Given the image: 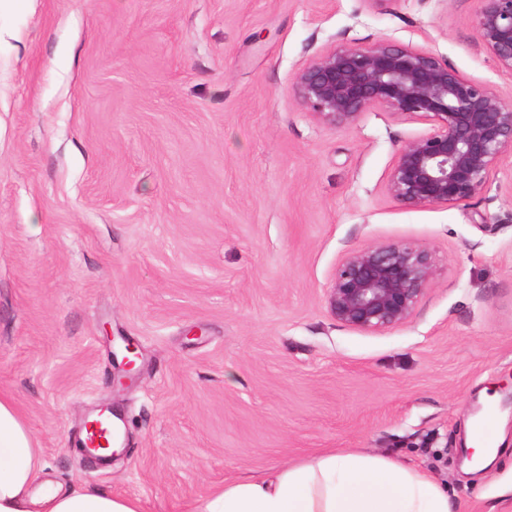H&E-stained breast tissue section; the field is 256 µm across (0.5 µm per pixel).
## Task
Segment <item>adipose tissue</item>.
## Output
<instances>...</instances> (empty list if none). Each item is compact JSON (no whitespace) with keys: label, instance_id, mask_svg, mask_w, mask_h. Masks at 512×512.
<instances>
[{"label":"adipose tissue","instance_id":"ef3b65f1","mask_svg":"<svg viewBox=\"0 0 512 512\" xmlns=\"http://www.w3.org/2000/svg\"><path fill=\"white\" fill-rule=\"evenodd\" d=\"M0 512H142L139 500L44 476L42 449L0 396ZM190 512H450L448 489L420 469L357 449L293 463L273 478L215 489Z\"/></svg>","mask_w":512,"mask_h":512}]
</instances>
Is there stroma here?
Here are the masks:
<instances>
[{"mask_svg": "<svg viewBox=\"0 0 512 512\" xmlns=\"http://www.w3.org/2000/svg\"><path fill=\"white\" fill-rule=\"evenodd\" d=\"M479 0H0V395L45 475L185 512L245 475L360 448L445 484L452 512H512V162L487 194L408 208L385 191L426 132L372 109L321 124L295 73L392 40L512 97L474 40ZM433 249L406 325L329 315L342 255ZM137 351L113 385V356ZM497 399L500 454L463 468ZM110 404L125 450L78 449Z\"/></svg>", "mask_w": 512, "mask_h": 512, "instance_id": "35a3bbf8", "label": "stroma"}]
</instances>
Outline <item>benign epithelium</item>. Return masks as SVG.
Here are the masks:
<instances>
[{"label": "benign epithelium", "mask_w": 512, "mask_h": 512, "mask_svg": "<svg viewBox=\"0 0 512 512\" xmlns=\"http://www.w3.org/2000/svg\"><path fill=\"white\" fill-rule=\"evenodd\" d=\"M477 44L512 71V0H480ZM293 92L322 124H355L372 108L425 122L398 149L387 193L409 208L458 204L485 193L512 160V99L460 74L435 54L378 40L340 44L302 67ZM436 253L413 241L373 242L343 254L324 295L343 327L379 334L409 323L441 276Z\"/></svg>", "instance_id": "1"}]
</instances>
